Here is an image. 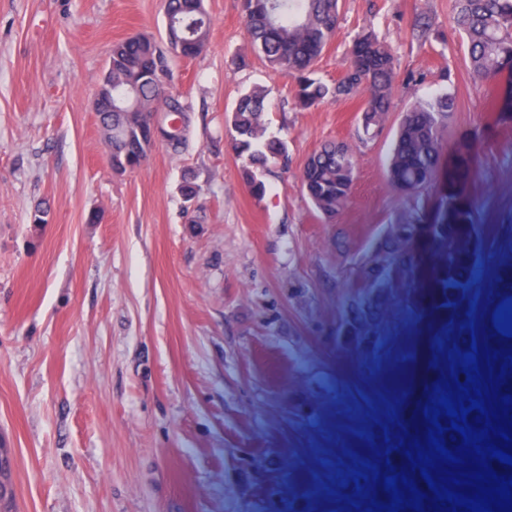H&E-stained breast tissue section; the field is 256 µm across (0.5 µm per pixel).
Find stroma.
<instances>
[{
  "instance_id": "1",
  "label": "stroma",
  "mask_w": 512,
  "mask_h": 512,
  "mask_svg": "<svg viewBox=\"0 0 512 512\" xmlns=\"http://www.w3.org/2000/svg\"><path fill=\"white\" fill-rule=\"evenodd\" d=\"M205 50L173 57L196 108L186 150L156 145L117 172L93 109L113 43L164 40L163 0H0V458L12 512H467L478 468L451 419L467 355L483 411L473 432L506 448L512 364L485 324L512 289V68L470 70L455 0H342L316 64L339 80L353 38L398 59L385 125L361 143V97L304 108L256 57L242 0H205ZM266 93L288 160L254 195L227 118ZM446 92L432 181L387 178L395 131ZM349 144L352 193L321 216L309 156ZM204 188L185 202L181 185ZM49 221L31 224L36 205ZM441 425L440 457L429 432ZM397 477L396 492L385 480Z\"/></svg>"
}]
</instances>
